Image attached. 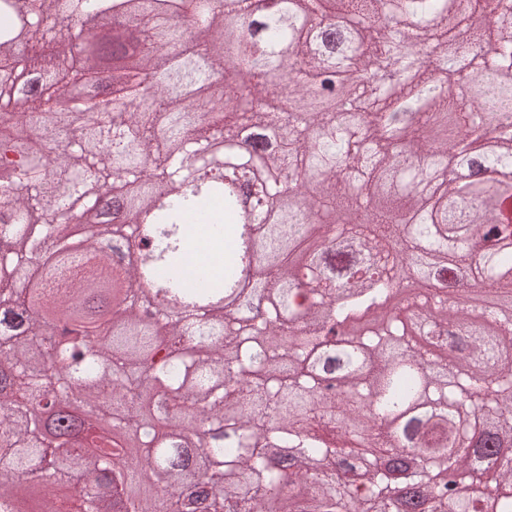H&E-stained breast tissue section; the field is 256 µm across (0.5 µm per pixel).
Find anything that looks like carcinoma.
Returning a JSON list of instances; mask_svg holds the SVG:
<instances>
[{"label":"carcinoma","mask_w":512,"mask_h":512,"mask_svg":"<svg viewBox=\"0 0 512 512\" xmlns=\"http://www.w3.org/2000/svg\"><path fill=\"white\" fill-rule=\"evenodd\" d=\"M311 23L323 53L298 36ZM0 0V512L20 484L81 486L74 512H110L98 485L160 489L127 512H512V0ZM93 39L77 57L71 44ZM424 66L373 109L360 73L405 50ZM338 65L337 86L315 75ZM232 63L236 77L224 76ZM128 72L112 103L76 96ZM484 75L474 98L468 70ZM337 106L316 105L319 88ZM281 103L279 110L271 102ZM120 179L126 201L100 206ZM268 220L244 231L246 205ZM231 244L220 288L181 274L189 221ZM154 225L140 314L135 271L99 247ZM258 276L263 312L237 293ZM438 320L443 362L414 342ZM365 323L350 346L328 328ZM109 341L94 340L96 331ZM335 365V383L313 369ZM170 430L142 427L151 397ZM304 485L285 492L272 454ZM492 469L471 497L439 471Z\"/></svg>","instance_id":"1"}]
</instances>
